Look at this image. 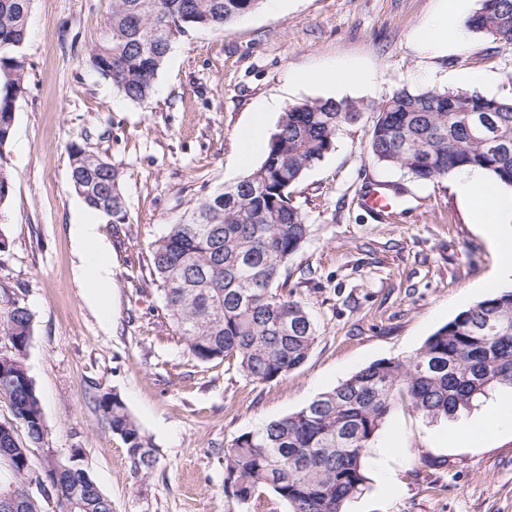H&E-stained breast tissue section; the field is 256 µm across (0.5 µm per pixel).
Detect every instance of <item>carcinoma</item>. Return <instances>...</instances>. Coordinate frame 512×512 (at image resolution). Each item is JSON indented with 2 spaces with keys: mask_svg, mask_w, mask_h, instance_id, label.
I'll use <instances>...</instances> for the list:
<instances>
[{
  "mask_svg": "<svg viewBox=\"0 0 512 512\" xmlns=\"http://www.w3.org/2000/svg\"><path fill=\"white\" fill-rule=\"evenodd\" d=\"M32 0H0V207L11 190L6 147L23 90ZM263 0H112L107 35L90 63L128 100L150 103L177 37L194 29L223 31ZM467 28L512 48V0H480ZM508 93L401 88L375 109L368 154L420 180L479 168L512 195V78ZM467 111L461 112L459 108ZM364 107L318 100L288 107L270 135L264 160L236 183L188 210L151 247V274L176 335L196 359L234 358L257 382L285 379L308 357L316 327L304 302L282 281L311 233L290 202L291 189L334 149L336 133ZM71 185L86 206L118 220L126 200L118 169L79 143L68 149ZM34 314L0 289V336L15 352L0 360V399L15 427L38 447L47 436L40 397L24 364ZM494 388L512 389V287L482 299L432 333L404 359H381L315 396L300 410L245 432L224 448L225 482L242 503L270 491L289 512H345L365 489L367 448L398 403L431 420L454 418ZM96 406L122 436L136 476L156 466L155 449L121 397L103 393ZM24 467L0 453V491L24 490ZM40 470L58 484L33 495L24 512H112V501L84 484L67 458L46 456Z\"/></svg>",
  "mask_w": 512,
  "mask_h": 512,
  "instance_id": "obj_1",
  "label": "carcinoma"
}]
</instances>
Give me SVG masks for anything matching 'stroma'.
<instances>
[{"mask_svg":"<svg viewBox=\"0 0 512 512\" xmlns=\"http://www.w3.org/2000/svg\"><path fill=\"white\" fill-rule=\"evenodd\" d=\"M479 0L445 12L443 0H285L226 31L179 37L149 105L122 96L89 63L112 0H32L24 90L7 147L11 193L0 207L8 240L0 287L34 313L25 355L39 392L47 447L79 449L112 512H288L266 492L240 503L225 484L224 449L242 433L286 416L380 359H401L440 326L490 296L500 257L470 218L456 176L418 181L371 162L374 113L340 128L335 148L291 194L311 236L288 265V286L306 302L318 337L287 379L252 381L235 361L202 362L176 336L150 274L152 243L186 209L264 159L242 147L256 117L273 132L283 110L333 97L295 74L350 66L372 74L344 99L379 104L400 88L501 93L512 50L462 31L432 49L415 39L440 13L469 17ZM83 143L121 176L125 220L86 207L69 179L67 149ZM401 187L399 216L381 220L361 204L365 187ZM97 222L109 249V314L89 301L70 227ZM117 393L150 438L158 462L137 479L120 435L94 398ZM480 407L428 422L399 406L368 450V482L346 512H512V424L482 444L448 430ZM46 447V448H47ZM436 458L426 467L423 457Z\"/></svg>","mask_w":512,"mask_h":512,"instance_id":"1","label":"stroma"}]
</instances>
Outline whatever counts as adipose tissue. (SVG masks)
<instances>
[{
	"label": "adipose tissue",
	"mask_w": 512,
	"mask_h": 512,
	"mask_svg": "<svg viewBox=\"0 0 512 512\" xmlns=\"http://www.w3.org/2000/svg\"><path fill=\"white\" fill-rule=\"evenodd\" d=\"M458 189L464 197L472 201L475 223L483 225L491 242L498 247H505L506 242L500 237L499 227L512 222V199L492 189L484 180L482 172L477 170L460 171ZM73 233L82 246L87 294L100 311H108V288L112 282V267L106 259L108 249L98 238L96 223L74 224Z\"/></svg>",
	"instance_id": "obj_1"
}]
</instances>
